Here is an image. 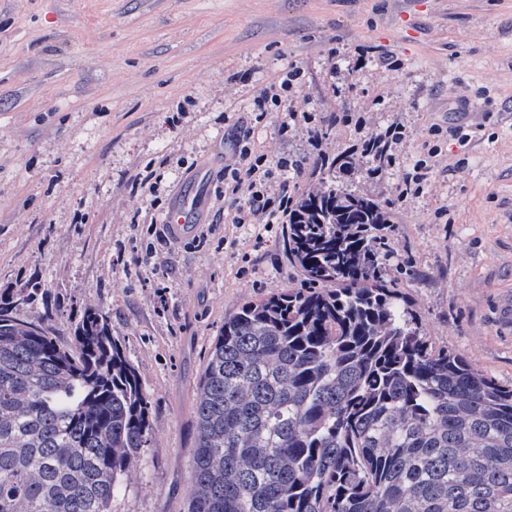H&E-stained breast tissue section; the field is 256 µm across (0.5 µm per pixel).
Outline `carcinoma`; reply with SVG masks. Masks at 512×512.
Segmentation results:
<instances>
[{
  "instance_id": "obj_1",
  "label": "carcinoma",
  "mask_w": 512,
  "mask_h": 512,
  "mask_svg": "<svg viewBox=\"0 0 512 512\" xmlns=\"http://www.w3.org/2000/svg\"><path fill=\"white\" fill-rule=\"evenodd\" d=\"M355 166L340 154L293 195L303 286L224 317L187 512H512V386L428 341L388 272L387 203L336 183ZM45 294L0 292V512H112L148 401L108 316L63 340Z\"/></svg>"
}]
</instances>
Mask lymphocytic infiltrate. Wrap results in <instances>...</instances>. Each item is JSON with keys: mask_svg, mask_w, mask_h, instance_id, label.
Returning <instances> with one entry per match:
<instances>
[{"mask_svg": "<svg viewBox=\"0 0 512 512\" xmlns=\"http://www.w3.org/2000/svg\"><path fill=\"white\" fill-rule=\"evenodd\" d=\"M302 76L300 69L290 68L274 78L254 98V126L239 135L238 158L234 165L224 169V193L236 203L229 222L238 229L249 228L257 239L270 225L287 223L288 205L292 200L291 183L299 170L286 160L270 162L258 149L253 129L271 114L276 116L281 130H288L296 123L298 114L287 100Z\"/></svg>", "mask_w": 512, "mask_h": 512, "instance_id": "f902f5d3", "label": "lymphocytic infiltrate"}]
</instances>
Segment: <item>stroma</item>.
I'll return each mask as SVG.
<instances>
[{
    "label": "stroma",
    "instance_id": "obj_1",
    "mask_svg": "<svg viewBox=\"0 0 512 512\" xmlns=\"http://www.w3.org/2000/svg\"><path fill=\"white\" fill-rule=\"evenodd\" d=\"M360 45L376 50L361 68ZM292 66V106L314 120L269 119L257 145L300 164L301 192L317 155L403 125L395 166L347 185L391 202V264L428 339L512 385V0H0V290L47 289L64 337L102 310L136 368L152 442L112 512H185L195 388L225 315L302 284L282 224L203 248L193 226L157 245L156 282L112 260L203 169L206 221L223 224L234 137ZM433 146L422 195L399 200ZM150 164L170 175L157 208L134 187Z\"/></svg>",
    "mask_w": 512,
    "mask_h": 512
}]
</instances>
